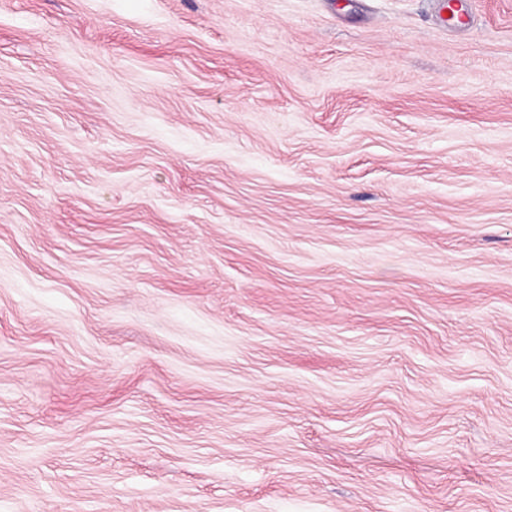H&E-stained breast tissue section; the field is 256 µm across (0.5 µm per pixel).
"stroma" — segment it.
<instances>
[{
  "instance_id": "35a3bbf8",
  "label": "stroma",
  "mask_w": 512,
  "mask_h": 512,
  "mask_svg": "<svg viewBox=\"0 0 512 512\" xmlns=\"http://www.w3.org/2000/svg\"><path fill=\"white\" fill-rule=\"evenodd\" d=\"M0 512H512V0H0Z\"/></svg>"
}]
</instances>
